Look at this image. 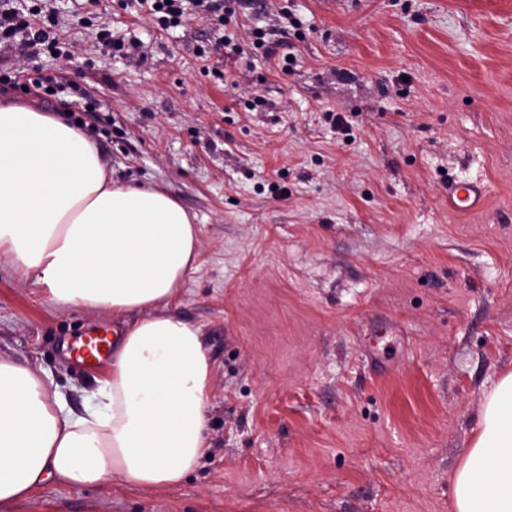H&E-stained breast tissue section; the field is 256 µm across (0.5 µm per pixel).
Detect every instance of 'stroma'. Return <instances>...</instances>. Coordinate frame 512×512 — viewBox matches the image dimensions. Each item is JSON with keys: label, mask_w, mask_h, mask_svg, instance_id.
Masks as SVG:
<instances>
[{"label": "stroma", "mask_w": 512, "mask_h": 512, "mask_svg": "<svg viewBox=\"0 0 512 512\" xmlns=\"http://www.w3.org/2000/svg\"><path fill=\"white\" fill-rule=\"evenodd\" d=\"M98 9L147 54L112 56L65 7L70 78L104 115L89 135L113 181L165 189L201 228L175 303L213 365L211 446L179 487L50 481L14 512H452L512 372V0H238L286 71L195 18L163 33ZM474 180L485 210L450 213ZM92 326L115 323L0 268V356L77 411L107 375L69 351Z\"/></svg>", "instance_id": "stroma-1"}]
</instances>
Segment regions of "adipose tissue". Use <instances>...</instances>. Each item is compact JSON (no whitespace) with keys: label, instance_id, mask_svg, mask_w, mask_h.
Returning a JSON list of instances; mask_svg holds the SVG:
<instances>
[{"label":"adipose tissue","instance_id":"obj_1","mask_svg":"<svg viewBox=\"0 0 512 512\" xmlns=\"http://www.w3.org/2000/svg\"><path fill=\"white\" fill-rule=\"evenodd\" d=\"M200 240L195 214L164 189L113 182L79 128L0 106V259L55 305L117 324L108 376L79 412L0 357V512L49 481L149 490L199 465L213 366L172 305ZM452 497L453 512H512V373L484 399Z\"/></svg>","mask_w":512,"mask_h":512}]
</instances>
